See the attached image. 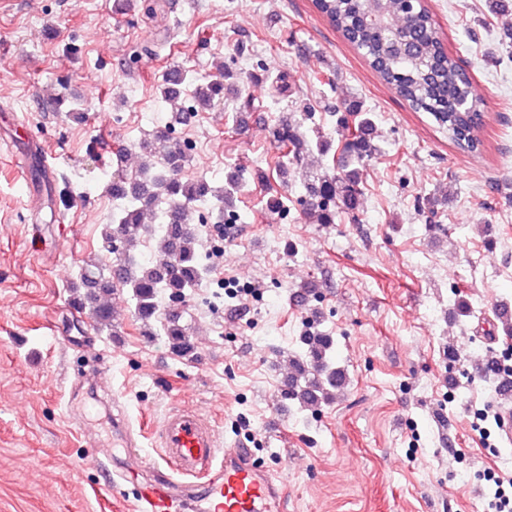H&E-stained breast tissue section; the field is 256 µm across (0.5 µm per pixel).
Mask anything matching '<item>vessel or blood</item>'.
<instances>
[{
	"mask_svg": "<svg viewBox=\"0 0 512 512\" xmlns=\"http://www.w3.org/2000/svg\"><path fill=\"white\" fill-rule=\"evenodd\" d=\"M156 439L160 453L141 456L150 475L138 483L129 512H271L284 493L255 467L253 449H221L214 424L199 411L169 413ZM219 456L220 470L213 466Z\"/></svg>",
	"mask_w": 512,
	"mask_h": 512,
	"instance_id": "b4317fda",
	"label": "vessel or blood"
}]
</instances>
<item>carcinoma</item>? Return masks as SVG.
I'll return each instance as SVG.
<instances>
[{"instance_id":"cac0c4a2","label":"carcinoma","mask_w":512,"mask_h":512,"mask_svg":"<svg viewBox=\"0 0 512 512\" xmlns=\"http://www.w3.org/2000/svg\"><path fill=\"white\" fill-rule=\"evenodd\" d=\"M317 10L361 52L379 79L416 112H425L435 124L448 132V138L460 149L476 153L481 146L482 98L472 76L459 59L448 51L442 32L424 0H314ZM398 35L410 50L398 54L388 49L390 39ZM195 83L185 68H171L163 76L162 94L175 107V119H185L182 89L195 84L192 99L202 108L214 106L224 97V78ZM338 112L356 114L354 124L346 125L341 170L326 166L309 176L306 190L310 200L306 213L321 224H334L341 217L355 218L361 195V175L366 163L377 152L370 138L373 119L357 99H342ZM278 149L298 160V125L291 117L280 120L275 132ZM141 152L158 159L162 169L142 162L136 173L119 175L112 182V195L122 204L112 212V223L104 225L101 250L111 256L107 266L98 259L86 261L79 273L82 294L74 297L77 306L100 329L111 326L112 294L127 290L135 317L153 322L168 337L171 348L188 354L194 345L179 313H162L159 297L184 299L203 280L206 267L196 249L189 227L193 205L209 200L212 190L202 178L181 176L182 154L167 146L166 135L159 133L140 144ZM167 207L161 212L163 227L156 254L147 262L130 256L134 236L145 216L158 202ZM302 351L290 364L294 377L282 391V398L304 410H317L330 403L348 384L344 368L334 360L335 342L318 332L302 337Z\"/></svg>"}]
</instances>
